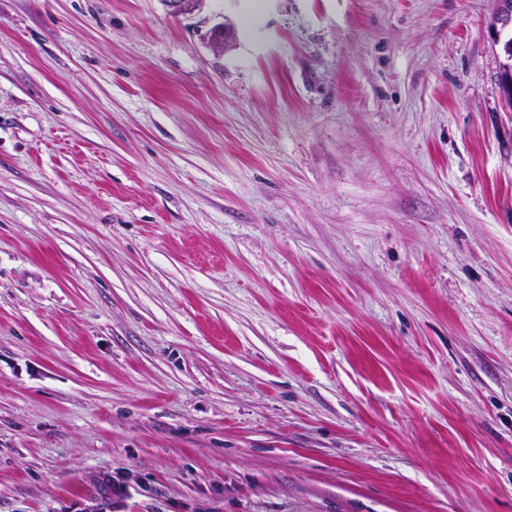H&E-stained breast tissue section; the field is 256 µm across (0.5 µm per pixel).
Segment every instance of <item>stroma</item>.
<instances>
[{"label": "stroma", "mask_w": 512, "mask_h": 512, "mask_svg": "<svg viewBox=\"0 0 512 512\" xmlns=\"http://www.w3.org/2000/svg\"><path fill=\"white\" fill-rule=\"evenodd\" d=\"M495 9L0 0V512H512Z\"/></svg>", "instance_id": "stroma-1"}]
</instances>
